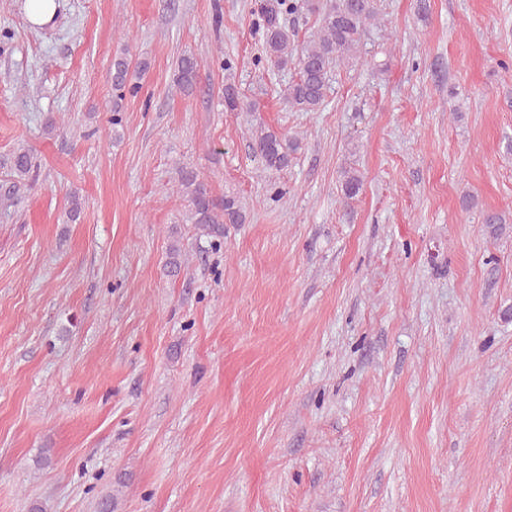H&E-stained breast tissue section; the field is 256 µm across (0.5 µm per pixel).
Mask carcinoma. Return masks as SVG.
Masks as SVG:
<instances>
[{"label": "carcinoma", "instance_id": "obj_1", "mask_svg": "<svg viewBox=\"0 0 512 512\" xmlns=\"http://www.w3.org/2000/svg\"><path fill=\"white\" fill-rule=\"evenodd\" d=\"M319 16V27L312 39L297 45L288 28V19L300 14ZM380 22L378 0H263L255 13V27L261 33L264 60L279 68L297 66L298 78L282 92V101L292 110L316 112L324 104L329 74L341 62L350 63L360 57L363 36L367 28ZM138 72L131 71L127 49L120 50L112 61V87L121 99L134 75L148 70V62L141 61ZM200 65L190 55L182 56L175 69L174 86L184 94L197 87ZM252 146L269 169L283 170L290 166L300 149L298 138L266 126L251 130ZM32 157L23 149L10 159L11 175L21 183L32 177ZM342 192L345 200L354 199L363 186V176L355 169L342 172ZM180 192L187 198L191 220L196 234L205 238L210 249L224 247V225L244 224L246 211L238 197L226 194L217 200L212 197L207 183L193 171H185L180 179ZM481 224L495 236L504 224L502 213L494 210L481 212ZM187 255L177 242L168 244L165 269L176 277L185 267Z\"/></svg>", "mask_w": 512, "mask_h": 512}]
</instances>
